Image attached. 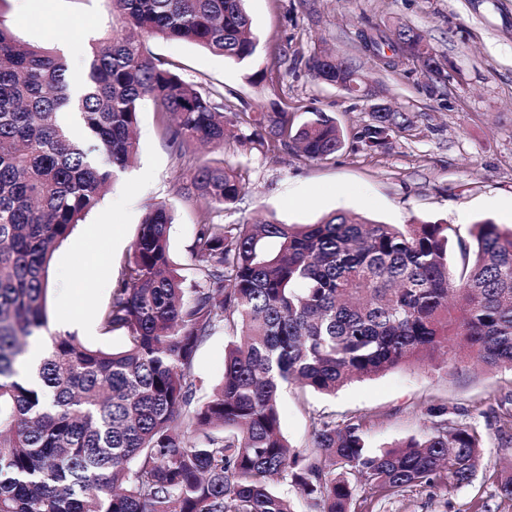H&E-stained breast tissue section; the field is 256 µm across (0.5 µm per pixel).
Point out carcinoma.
Here are the masks:
<instances>
[{"mask_svg":"<svg viewBox=\"0 0 512 512\" xmlns=\"http://www.w3.org/2000/svg\"><path fill=\"white\" fill-rule=\"evenodd\" d=\"M111 33L90 45L71 88L65 57L18 40L0 24V512H295L273 483L295 486L310 512H350L357 487L383 493L472 481L483 449L473 425L446 403L425 406L418 437L375 449L363 416L311 420L312 444L294 449L281 430L282 389L333 394L362 379L444 351L468 349L512 371V229L477 222L456 240L447 224H381L334 212L315 224L276 219L224 224L249 175L224 163L227 133L266 153L323 160L344 145L323 112L294 127L287 112H243L224 94L186 81L150 57L145 41L194 43L226 59L254 58L259 41L243 0H105ZM364 47L395 68L442 63L412 35L407 54L379 33ZM391 54H386V51ZM318 83L357 96L352 62L315 53ZM182 160L177 188L209 217L190 246L192 276L170 253L173 211L145 213L132 257L100 313L123 350L49 332L46 296L54 250L94 208L137 151L140 105ZM411 129L400 112H374L358 132L367 149ZM212 148L201 160L196 144ZM266 240L279 248L268 253ZM218 330L230 337L220 388L200 400L196 352ZM48 336L28 363L30 338ZM512 444V411L495 416Z\"/></svg>","mask_w":512,"mask_h":512,"instance_id":"1","label":"carcinoma"}]
</instances>
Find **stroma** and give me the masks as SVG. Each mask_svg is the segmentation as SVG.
Listing matches in <instances>:
<instances>
[{"label": "stroma", "mask_w": 512, "mask_h": 512, "mask_svg": "<svg viewBox=\"0 0 512 512\" xmlns=\"http://www.w3.org/2000/svg\"><path fill=\"white\" fill-rule=\"evenodd\" d=\"M258 53L239 64L188 42L151 38L147 54L177 64L182 76L203 87H215L236 108L259 112L279 105L294 125L312 111L326 113L343 129V149L324 160L292 153L246 150L235 140L224 144V161L247 169L249 188L228 224L275 217L287 224H311L333 212L360 214L385 224L411 220L450 224L469 238L477 221L489 219L512 228V0H244ZM0 25L22 41L61 46L73 79L85 72L92 40L110 32L105 0H5ZM401 26L421 33L446 61V80L431 82L414 62L386 70L360 48L369 28L394 34ZM287 47V75L255 82L253 73L269 66L273 47ZM329 49L350 59L372 89L354 97L315 82L307 67L310 54ZM403 112L411 131L393 136L373 153L355 135L371 120L374 105ZM139 154L83 225L54 252L49 269V329L72 334L87 347L117 351L120 334L106 335L99 315L111 300L121 267L145 208L166 202L177 212L170 231L174 258L189 264V247L198 224L209 215L204 204L186 207L176 189L183 170L162 140L151 103L138 116ZM101 225L95 250L83 248L85 228ZM228 341L215 332L199 346L195 371L208 396L224 377ZM512 395V372L487 370L460 356L443 363L434 357L357 381L336 395L288 389L281 399L284 436L296 448L311 442L310 421L318 415H363L371 445L387 446L419 435L425 428L423 406L432 399L456 407L458 418L475 424L484 450L472 483L445 488L421 485L397 496L359 489L351 512H512L498 481L512 450L495 440L494 413Z\"/></svg>", "instance_id": "obj_1"}]
</instances>
